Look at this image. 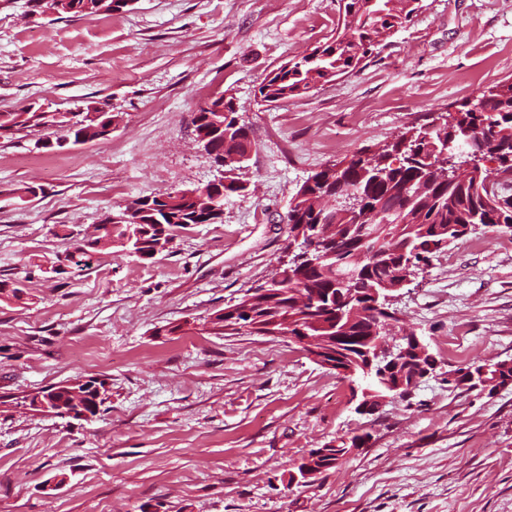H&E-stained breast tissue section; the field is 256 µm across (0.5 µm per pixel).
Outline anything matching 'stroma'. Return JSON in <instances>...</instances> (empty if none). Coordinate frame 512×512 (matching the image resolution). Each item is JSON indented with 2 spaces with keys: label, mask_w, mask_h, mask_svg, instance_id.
I'll list each match as a JSON object with an SVG mask.
<instances>
[{
  "label": "stroma",
  "mask_w": 512,
  "mask_h": 512,
  "mask_svg": "<svg viewBox=\"0 0 512 512\" xmlns=\"http://www.w3.org/2000/svg\"><path fill=\"white\" fill-rule=\"evenodd\" d=\"M422 5L360 69L266 106L260 84L331 37L339 0H135L81 17L0 0V112L92 104L119 117L83 145L41 147L52 128L0 139V281L27 288L0 303V512H512V386L445 382L512 359V234L476 229L395 292L401 325L440 366L371 415L298 345L209 324L275 273L308 177L512 80V0ZM226 90L252 147L222 223L191 225L152 260L116 248L51 273L65 229L222 177L193 118ZM26 186L43 192L20 201ZM84 376L110 386L95 417L24 402ZM362 432L364 448L289 483L311 449Z\"/></svg>",
  "instance_id": "35a3bbf8"
}]
</instances>
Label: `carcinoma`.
Masks as SVG:
<instances>
[{
  "label": "carcinoma",
  "mask_w": 512,
  "mask_h": 512,
  "mask_svg": "<svg viewBox=\"0 0 512 512\" xmlns=\"http://www.w3.org/2000/svg\"><path fill=\"white\" fill-rule=\"evenodd\" d=\"M133 0H30V13L86 16L122 11ZM339 20L334 34L310 52L296 56L272 70L258 89L262 102L269 105L310 93L319 86L348 75L371 57L378 46L398 29L410 24L421 10V0H340ZM496 92L483 96L484 111L473 114L462 103L454 112L438 117L431 128H413L408 145L403 141L385 144L376 150L354 155L342 168L329 166L315 172L298 189L288 212L289 233L304 224L334 239V257L312 267L298 268L304 279L303 292L324 296L327 317L314 323L309 306L299 304L291 288L251 307L253 315L241 314L229 320L224 311L215 313L213 329L238 334L246 324L260 330L288 323L297 336H340L347 363L356 374L345 376L361 390L371 391L366 413L379 408L378 399L391 394L388 383L394 374L376 367L363 370L366 357L377 338L396 336L392 313L371 306V291L399 284L401 273L416 272L420 264L461 239L474 227L491 232L512 233V198L498 192L497 186L512 180V163L492 172L486 168L467 177L455 176L448 166L432 170L448 140L472 148L476 143L512 158V80L499 82ZM108 112L96 117L87 112H45L30 105L20 112L0 113V139L32 133L50 126L63 128V137L74 144L102 138ZM235 97L223 92L201 105L194 117L196 138L211 133L209 154L249 155L248 129L235 125ZM244 190L235 178L224 177V193L215 197L210 186L173 190L136 199L137 213L125 208L112 211L94 232L69 233L71 248L57 258L61 266L89 269L110 250L121 247L141 260L154 259L151 243L163 226L166 240L195 223L196 213H207L210 223L222 222L224 198ZM24 294L19 283L0 281V302L19 300ZM448 387L473 391L495 390L512 385V365L503 360L493 364L473 363L452 371ZM370 439L365 432L349 437V442L327 445L328 455L318 459V472L336 466L345 448H361Z\"/></svg>",
  "instance_id": "cac0c4a2"
}]
</instances>
